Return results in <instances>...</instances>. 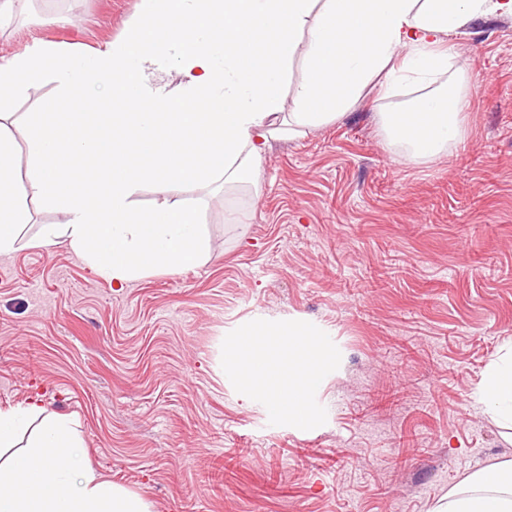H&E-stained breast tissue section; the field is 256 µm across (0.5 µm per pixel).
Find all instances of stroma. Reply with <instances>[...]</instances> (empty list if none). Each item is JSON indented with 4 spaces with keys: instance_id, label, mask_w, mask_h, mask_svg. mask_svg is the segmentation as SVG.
Listing matches in <instances>:
<instances>
[{
    "instance_id": "1",
    "label": "stroma",
    "mask_w": 512,
    "mask_h": 512,
    "mask_svg": "<svg viewBox=\"0 0 512 512\" xmlns=\"http://www.w3.org/2000/svg\"><path fill=\"white\" fill-rule=\"evenodd\" d=\"M137 3L30 0L0 56L96 48ZM447 45L469 85L462 141L407 158L368 86L335 122L270 142L257 190L178 191L202 201L201 265L115 287L65 241L39 245L62 217L30 201L0 254V407L67 415L88 462L151 512H435L512 461L475 399L512 341V17ZM258 318L329 336L311 426L272 418L224 368L225 335Z\"/></svg>"
}]
</instances>
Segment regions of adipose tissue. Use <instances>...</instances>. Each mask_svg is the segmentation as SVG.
<instances>
[{"mask_svg":"<svg viewBox=\"0 0 512 512\" xmlns=\"http://www.w3.org/2000/svg\"><path fill=\"white\" fill-rule=\"evenodd\" d=\"M488 14L512 16V0H140L122 37L97 49L41 41L2 57L0 254L15 250L35 197L63 217L43 227L42 246L67 239L115 285L202 264L209 245L199 206L172 190L257 184L270 141L335 121L376 78L387 98L420 88L378 122L409 158L435 157L462 138L467 101L444 43ZM51 72L61 98L81 95V110L45 109L17 123L13 101ZM20 147L23 173L13 163ZM87 160L101 166L82 180L76 166ZM146 186L157 198L141 209L134 198ZM332 364L325 333L301 323L258 322L224 339L225 370L298 426L317 420L313 398ZM476 398L512 428V351L486 369ZM31 426L34 437L18 449ZM79 448L67 417L34 401L0 408V512H150L84 464ZM442 512H512V464L465 478Z\"/></svg>","mask_w":512,"mask_h":512,"instance_id":"ef3b65f1","label":"adipose tissue"}]
</instances>
